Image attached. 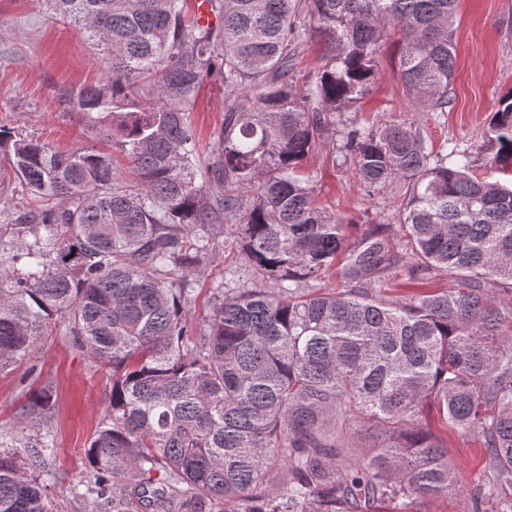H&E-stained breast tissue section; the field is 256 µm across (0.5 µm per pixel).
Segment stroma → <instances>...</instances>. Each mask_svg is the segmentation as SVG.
Here are the masks:
<instances>
[{"label": "stroma", "mask_w": 512, "mask_h": 512, "mask_svg": "<svg viewBox=\"0 0 512 512\" xmlns=\"http://www.w3.org/2000/svg\"><path fill=\"white\" fill-rule=\"evenodd\" d=\"M456 54L455 103L447 112H418L398 77L400 27L390 26L380 51V67L369 94L359 104L365 116L395 124L422 127L433 146L458 138L476 159L475 171L490 176L482 131L498 99L512 90V0H458L453 19ZM100 75L91 44L77 29L50 19L40 0H0V125L36 138L54 150L90 146L111 155L119 179L128 177V161L115 143L106 141L68 91ZM190 120L200 144V162H207L224 126V84L207 79L200 88ZM316 187L317 200L355 223L354 235L376 220L378 209L394 213L406 203L407 181L375 189L340 164L327 140L319 135L302 163ZM228 221L208 225L214 246L211 273L196 284L190 317L202 327L208 299L221 275L247 277L244 263L225 251ZM46 388L52 393L48 413L31 414V397ZM112 374L74 343L63 321H56L38 342L37 354L0 372V448L40 456L48 473L47 493L55 512H112L103 500L75 498L72 487L86 474L83 450L97 430L108 405ZM30 414L28 428L18 418ZM432 430L448 448L459 472L457 490L425 500L413 512H473L475 490L488 487L484 454L477 437L445 429Z\"/></svg>", "instance_id": "stroma-1"}]
</instances>
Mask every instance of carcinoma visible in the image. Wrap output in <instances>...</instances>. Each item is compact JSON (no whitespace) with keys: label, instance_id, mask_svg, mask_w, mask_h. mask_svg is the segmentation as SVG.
Here are the masks:
<instances>
[{"label":"carcinoma","instance_id":"1","mask_svg":"<svg viewBox=\"0 0 512 512\" xmlns=\"http://www.w3.org/2000/svg\"><path fill=\"white\" fill-rule=\"evenodd\" d=\"M206 2L212 23L184 0H42L95 46L101 76L69 99L95 123L120 118L135 186H116L94 147L55 152L0 126V372L59 318L112 369L85 455L86 491L113 512L132 498L154 512H373L446 495L459 474L432 409L482 441L495 492L476 512H512V302L499 297L512 186L476 175L456 139L436 152L417 124L341 118L374 83L391 22L416 108H452L456 0ZM311 28L327 49L299 92ZM216 72L224 127L198 171L188 109ZM327 129L368 186H410L355 243L300 171ZM484 138L486 165L512 175V92ZM18 189L29 200L13 208ZM220 220L250 278L215 289L195 332L210 242L194 229ZM436 270L457 287L385 297L392 272L421 284ZM355 425L374 444L353 460L342 438ZM0 512H53L39 460L0 451Z\"/></svg>","mask_w":512,"mask_h":512}]
</instances>
